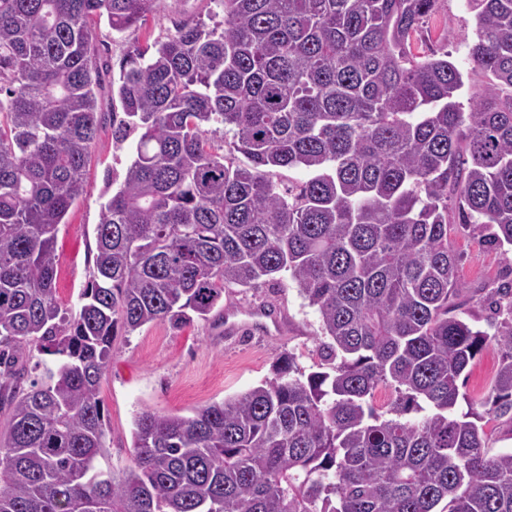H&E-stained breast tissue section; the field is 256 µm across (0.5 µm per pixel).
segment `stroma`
<instances>
[{"mask_svg": "<svg viewBox=\"0 0 512 512\" xmlns=\"http://www.w3.org/2000/svg\"><path fill=\"white\" fill-rule=\"evenodd\" d=\"M214 11L213 0H157L141 27L117 33L107 21H100L98 39L116 66L130 47L164 42L178 25L209 22ZM473 38L474 20L466 0H446L416 36L414 47L421 52L444 48L466 73L471 68L467 45ZM129 162L128 148L116 147L111 125H103L87 167V192L71 208L65 224L58 227L55 288L64 307L76 304L90 279L104 180L109 175L122 178ZM451 244L460 256L462 292L457 301L470 323L487 329L483 300L501 285L512 283V252L487 249L480 230L474 227L452 235ZM258 307L280 312L279 335L246 331L225 339V313L241 314ZM323 340L318 313L285 276L260 280L251 288L226 289L223 304L208 319L184 328L151 323L127 335L118 334L112 341V361L98 392L111 466L119 470L129 465L133 424L141 412L191 415L197 408L259 385L270 377L272 363L283 355L294 356L303 372L316 371L322 360Z\"/></svg>", "mask_w": 512, "mask_h": 512, "instance_id": "obj_1", "label": "stroma"}]
</instances>
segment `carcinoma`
<instances>
[{
  "label": "carcinoma",
  "mask_w": 512,
  "mask_h": 512,
  "mask_svg": "<svg viewBox=\"0 0 512 512\" xmlns=\"http://www.w3.org/2000/svg\"><path fill=\"white\" fill-rule=\"evenodd\" d=\"M155 2L0 0V512H512V452L487 448L512 421V289L496 332L475 329L448 245L476 224L512 247V0H467L477 82L413 51L442 0H213L221 23L131 47L110 93L133 159L64 308L57 228L105 120L94 23L126 31ZM282 274L319 313L321 370L284 356L189 417L144 411L130 465L98 467L117 332ZM492 342L491 389L460 392ZM32 347L55 360L24 390ZM493 432L487 447L490 455L512 452V423L503 420L491 424Z\"/></svg>",
  "instance_id": "obj_1"
}]
</instances>
